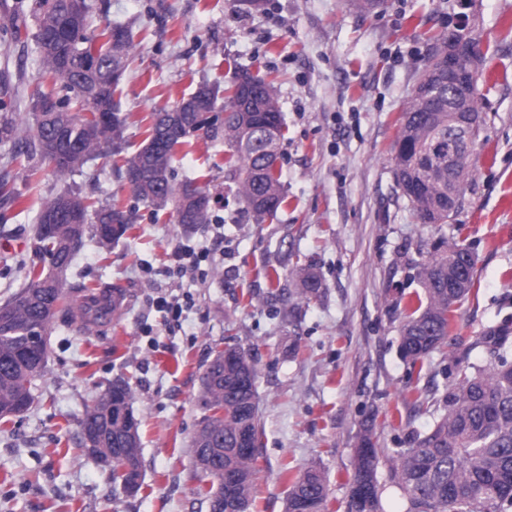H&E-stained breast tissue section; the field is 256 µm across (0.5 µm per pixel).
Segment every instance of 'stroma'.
Segmentation results:
<instances>
[{
  "label": "stroma",
  "instance_id": "obj_1",
  "mask_svg": "<svg viewBox=\"0 0 512 512\" xmlns=\"http://www.w3.org/2000/svg\"><path fill=\"white\" fill-rule=\"evenodd\" d=\"M34 0H0V68L15 87L13 114L32 124L30 100L59 85L42 76L31 16ZM90 28L121 22L135 35L115 98L127 117L126 151L145 138L143 117L208 83L227 87L245 69L274 83L285 117L279 169L286 195L276 217L255 223L225 179L223 139L199 136L178 155V178L209 181L222 194L210 223L184 230L130 191L118 157L106 154L59 176L40 163L36 178L11 166L17 204L0 209V299L22 284L16 260L35 259L31 230L45 201L82 191L135 213L119 243L87 237L70 270L86 284H115L123 308L99 332L49 329L48 371L34 402L0 426V512H209L210 481L192 462L197 399L213 350L239 347L257 361L263 424L261 471L250 512H285L283 470L320 465L329 512H346L358 435L371 430L378 476L443 412L440 401L462 366L481 362L476 339L512 320V0H383L373 13L352 0H93ZM480 40L483 133L459 213L423 224L401 197L390 164L397 117L417 83L433 36L451 30ZM471 243L475 287L453 313L447 344L418 367L398 350L403 313L422 289L408 259L438 239ZM207 251L202 276L177 277L172 254ZM306 267L324 282L300 301L290 273ZM277 271L278 282L267 274ZM189 296L179 326L156 297ZM133 390L143 480L132 497L78 449L88 406L108 381ZM385 512H404L386 486Z\"/></svg>",
  "mask_w": 512,
  "mask_h": 512
}]
</instances>
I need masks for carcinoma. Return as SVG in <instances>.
<instances>
[{"instance_id": "cac0c4a2", "label": "carcinoma", "mask_w": 512, "mask_h": 512, "mask_svg": "<svg viewBox=\"0 0 512 512\" xmlns=\"http://www.w3.org/2000/svg\"><path fill=\"white\" fill-rule=\"evenodd\" d=\"M36 0L34 35L43 75L61 82L60 92H39L31 100L34 123L20 132L9 112L0 114V142L13 148L5 162L36 157L62 176L81 169L93 157L112 149L125 150L127 116L119 110L115 93L120 82L112 70H126L134 47L132 29L117 24L96 35L89 31L91 4L82 0ZM126 38L120 55L112 48V31ZM272 82L252 80L247 71L235 73L227 96L202 83L173 105L148 117L146 136L138 150L125 159L123 175L141 201L157 207L172 206L179 224L194 229L210 223L211 202H219L195 180L175 179L179 150L200 134L217 137L231 151L230 177L246 210L261 224L275 217L285 202L277 170L283 138L282 110L273 97ZM447 85L426 100L405 109L390 162L401 195L422 224L448 223V144L463 142L448 125ZM471 164L456 174V208L464 202ZM66 202L94 218L93 234L100 243H117L131 228V215L114 204H95L79 192L58 193L43 203L33 239L49 268L22 261L23 286L0 301V421L29 410L32 384L44 376L48 349L46 331L54 324L73 326L84 333L105 323L123 296L116 286H89L67 276L84 245L88 225L62 218L44 222L46 214ZM18 203L8 174H0V205ZM473 253L459 241H442L429 258L412 262L423 289L399 329V353L414 365L447 344L455 305L474 287L476 262H464ZM293 287L300 299L319 295L323 282L306 269L293 272ZM512 328L490 327L474 347L485 354L481 364L466 366L459 382L441 398L445 413L433 427L413 436L412 446L397 453L389 481L402 491L405 512H508L512 508ZM258 369L241 348L217 350L200 380L198 399L205 414L192 436L194 466L198 473H225L231 482L204 492L207 501L224 496V512H249L259 470L263 425L257 412ZM132 390L115 378L97 397L82 425L94 429L101 462L112 457L109 479L116 488L126 476L121 460L142 473L143 448L139 427L130 432L122 414L133 412ZM248 435L251 451L240 439ZM378 450L370 430L358 436L352 467L348 512H383L378 472ZM290 490L287 512H327L326 476L312 465L290 474L283 471Z\"/></svg>"}]
</instances>
